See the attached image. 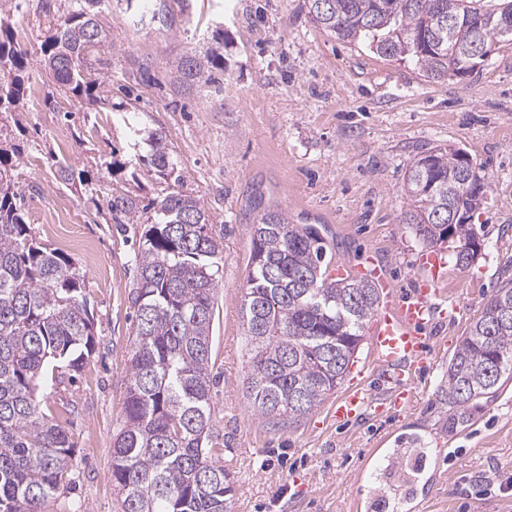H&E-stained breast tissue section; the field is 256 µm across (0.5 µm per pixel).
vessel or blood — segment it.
I'll return each instance as SVG.
<instances>
[{"label": "vessel or blood", "instance_id": "obj_1", "mask_svg": "<svg viewBox=\"0 0 512 512\" xmlns=\"http://www.w3.org/2000/svg\"><path fill=\"white\" fill-rule=\"evenodd\" d=\"M443 252L421 253L415 268L414 282L398 290L372 261L353 267L356 278L373 281L381 303L366 332L369 360L390 386L386 403H377L369 389L358 385L339 395L332 404L336 422L347 423L366 413L379 416L390 411L411 409L416 399L421 369L428 363L434 339L428 329L437 317L456 319L463 311L460 302L448 299L438 286L445 275Z\"/></svg>", "mask_w": 512, "mask_h": 512}]
</instances>
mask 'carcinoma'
I'll return each mask as SVG.
<instances>
[{
  "label": "carcinoma",
  "instance_id": "cac0c4a2",
  "mask_svg": "<svg viewBox=\"0 0 512 512\" xmlns=\"http://www.w3.org/2000/svg\"><path fill=\"white\" fill-rule=\"evenodd\" d=\"M116 0L135 26L160 23L171 31L187 21L185 0ZM308 14L325 33L389 59L413 63L434 81L477 42L498 38L512 0L496 8L481 0H307ZM12 0L0 4V512H48L69 484L75 448L57 413L44 406L51 384L69 405L67 384L95 351L93 321L83 280L69 257L37 242L18 204L14 146L3 116L27 99L26 52L16 38ZM47 20L40 52L45 76L70 97L95 105L108 95L112 12L102 0H39ZM184 89L218 82L224 55L183 54L173 62ZM150 167L171 190L141 205L111 196L119 224H147L136 255L131 289L136 309L134 351L128 366L123 423L112 438V485L122 512H230L232 480L224 448L210 427V352L224 257L211 215L178 186V164L166 139L152 133ZM459 160L433 147L407 174L408 208L402 223L424 246L444 243L442 223L453 210L477 211L486 195L466 193L448 177ZM456 266L478 257L474 225H448ZM251 265L242 304L250 361L245 391L252 410L271 419L299 420L336 389L352 365L363 330L379 306L365 279L331 278V261L317 230L294 224L267 205L250 224ZM512 376V285L497 289L448 362L438 392L448 407L446 428L469 418L477 401Z\"/></svg>",
  "mask_w": 512,
  "mask_h": 512
}]
</instances>
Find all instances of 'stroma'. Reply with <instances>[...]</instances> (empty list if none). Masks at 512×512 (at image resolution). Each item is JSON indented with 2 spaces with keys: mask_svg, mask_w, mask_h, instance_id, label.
<instances>
[{
  "mask_svg": "<svg viewBox=\"0 0 512 512\" xmlns=\"http://www.w3.org/2000/svg\"><path fill=\"white\" fill-rule=\"evenodd\" d=\"M192 4L190 21L173 33H139L128 14H108L114 92L93 112L45 78L33 9L16 34L30 61L28 104L13 129L23 149L16 172L25 216L38 241L72 259L98 341L60 416L75 465L70 488L49 512H121L112 436L122 420L135 320L130 291L144 227L116 223L107 201L118 190L143 202L167 192L144 163L150 132L166 137L182 190L224 233L211 403L233 478L231 512H362L375 488L387 493L382 512L408 493L415 512H512V490L498 488L512 476V380L451 431L437 397L457 345L512 278V43L495 44L466 78L434 82L410 62L326 34L311 21L307 0ZM209 48L224 56L219 84L175 89L173 59ZM137 59L150 63L154 84L135 83ZM437 145L462 149L487 178V202L473 218L484 250L469 270L448 269L444 291L464 312L436 325L413 407L339 426L326 400L296 423H268L243 387L250 354L241 306L254 198L293 223L314 225L333 244V263L353 266L374 253L406 289L423 250L401 222L406 176ZM65 163L88 171L91 186L62 182ZM476 474L488 484L470 485Z\"/></svg>",
  "mask_w": 512,
  "mask_h": 512,
  "instance_id": "1",
  "label": "stroma"
}]
</instances>
